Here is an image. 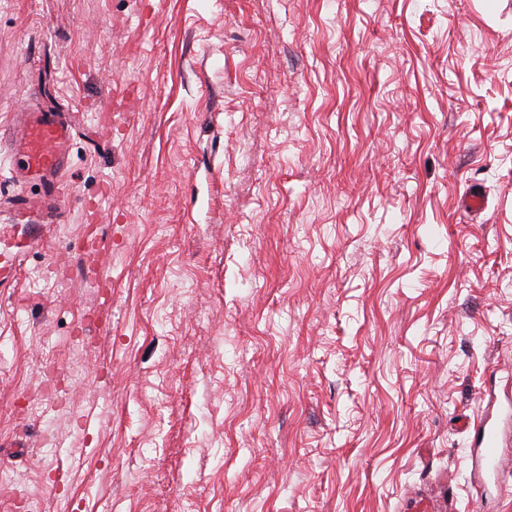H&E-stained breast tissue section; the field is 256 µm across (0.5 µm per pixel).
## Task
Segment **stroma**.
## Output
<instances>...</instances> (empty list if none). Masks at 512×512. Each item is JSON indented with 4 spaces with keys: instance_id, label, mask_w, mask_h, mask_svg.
Returning a JSON list of instances; mask_svg holds the SVG:
<instances>
[{
    "instance_id": "1",
    "label": "stroma",
    "mask_w": 512,
    "mask_h": 512,
    "mask_svg": "<svg viewBox=\"0 0 512 512\" xmlns=\"http://www.w3.org/2000/svg\"><path fill=\"white\" fill-rule=\"evenodd\" d=\"M41 105L0 512H512V0H0V225ZM16 117V155L21 156V162L12 169V177L38 179L46 185V192L22 203L14 211V225L0 230L1 287L16 279L20 257L38 240L17 229L30 224L27 218L31 211L48 213L51 202L55 203L69 194L60 177L67 164L66 147L73 137L72 127L64 113L44 110L20 112ZM494 397L489 398L486 411L477 420L472 441V459L475 469L489 474H498L510 468L511 458L499 452L502 434L508 429V418L502 428L499 419L493 414Z\"/></svg>"
}]
</instances>
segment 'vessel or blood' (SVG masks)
Here are the masks:
<instances>
[{"label":"vessel or blood","mask_w":512,"mask_h":512,"mask_svg":"<svg viewBox=\"0 0 512 512\" xmlns=\"http://www.w3.org/2000/svg\"><path fill=\"white\" fill-rule=\"evenodd\" d=\"M15 137L21 162L12 175L21 179H37L46 186L43 196L29 198L14 212L12 227L0 230V285L13 282L19 261L35 243L24 234L31 211L48 210L52 202L67 194L61 171L67 164L66 147L73 137L72 127L64 113L34 111L17 115ZM503 428L492 411H485L474 428L472 459L475 469L491 474L512 467V458L499 451Z\"/></svg>","instance_id":"vessel-or-blood-1"}]
</instances>
